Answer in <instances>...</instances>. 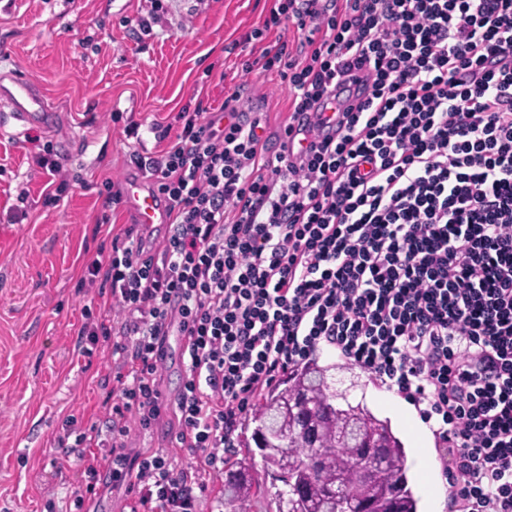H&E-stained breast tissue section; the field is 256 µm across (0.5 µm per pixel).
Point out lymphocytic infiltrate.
<instances>
[{
  "mask_svg": "<svg viewBox=\"0 0 512 512\" xmlns=\"http://www.w3.org/2000/svg\"><path fill=\"white\" fill-rule=\"evenodd\" d=\"M294 28L252 62L288 83V121L182 111L132 161L169 204L155 240L128 227L92 262L121 317L110 339L109 426L67 425L72 492L123 486L140 512H199L250 397L322 345L424 405L457 478L455 512H512V0H275L249 34ZM336 132L288 138L336 83ZM277 151H270L269 140ZM185 338L178 444L130 457L131 424L165 407L159 367Z\"/></svg>",
  "mask_w": 512,
  "mask_h": 512,
  "instance_id": "lymphocytic-infiltrate-1",
  "label": "lymphocytic infiltrate"
}]
</instances>
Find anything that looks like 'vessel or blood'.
I'll return each instance as SVG.
<instances>
[{
  "instance_id": "vessel-or-blood-1",
  "label": "vessel or blood",
  "mask_w": 512,
  "mask_h": 512,
  "mask_svg": "<svg viewBox=\"0 0 512 512\" xmlns=\"http://www.w3.org/2000/svg\"><path fill=\"white\" fill-rule=\"evenodd\" d=\"M11 121L23 127H48L56 123L57 112L40 86L15 73H1L0 128ZM123 194L134 224L151 228L166 223L165 202L152 193L145 182L139 179L127 181Z\"/></svg>"
}]
</instances>
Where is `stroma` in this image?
I'll use <instances>...</instances> for the list:
<instances>
[{
  "label": "stroma",
  "mask_w": 512,
  "mask_h": 512,
  "mask_svg": "<svg viewBox=\"0 0 512 512\" xmlns=\"http://www.w3.org/2000/svg\"><path fill=\"white\" fill-rule=\"evenodd\" d=\"M274 0H168L151 35L136 31L149 0H0V71H15L40 84L64 114L57 128L9 125L0 129V512H63L78 464L56 438L67 420L105 425L100 402L115 389L106 352L89 348L79 330L82 310L100 303L103 280L83 282L87 265L105 261L112 239L101 223L123 233L125 204L107 205V180L139 178L133 153L160 150L150 127L174 122L178 112L202 107L260 114L270 128L286 119L288 86L274 73L246 71L264 43L246 33L268 16ZM139 135L127 137L129 122ZM52 148L69 186L46 200L50 174L35 157ZM27 219L8 222L12 208ZM316 354L332 363L330 381L351 398H365L389 418L407 450L408 474L421 493L426 479L442 484L441 506L423 497L420 512H454L451 478L423 410L397 407L372 374L351 366L332 348ZM182 347L171 340L161 369L166 404L152 429L133 428L132 453L164 451L175 463L184 453L175 403L182 387ZM432 466L416 467L419 454Z\"/></svg>",
  "instance_id": "35a3bbf8"
}]
</instances>
